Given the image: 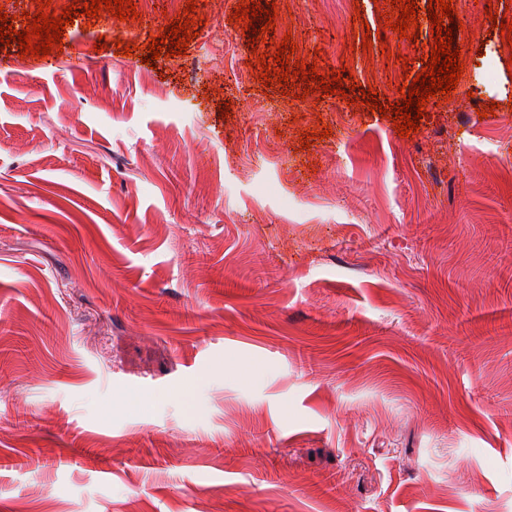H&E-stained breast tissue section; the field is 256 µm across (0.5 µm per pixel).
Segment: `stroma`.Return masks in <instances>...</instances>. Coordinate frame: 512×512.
<instances>
[{"label":"stroma","instance_id":"1","mask_svg":"<svg viewBox=\"0 0 512 512\" xmlns=\"http://www.w3.org/2000/svg\"><path fill=\"white\" fill-rule=\"evenodd\" d=\"M134 2L0 49V512H512V0H453L406 138L251 64L288 33L395 105L434 35L389 0H275L257 44L196 0L153 68L186 0Z\"/></svg>","mask_w":512,"mask_h":512}]
</instances>
